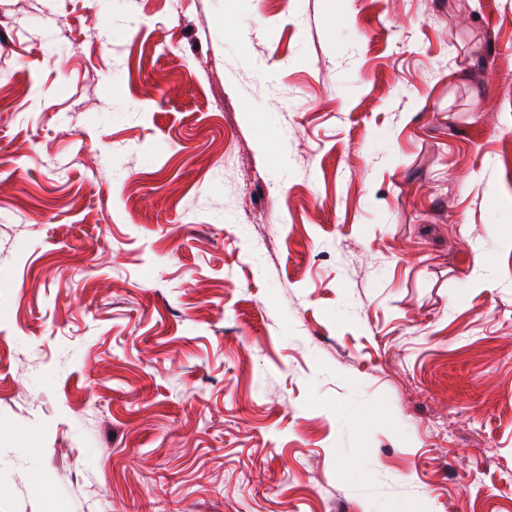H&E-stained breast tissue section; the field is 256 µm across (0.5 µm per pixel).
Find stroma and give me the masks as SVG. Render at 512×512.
I'll return each mask as SVG.
<instances>
[{"label":"stroma","instance_id":"1","mask_svg":"<svg viewBox=\"0 0 512 512\" xmlns=\"http://www.w3.org/2000/svg\"><path fill=\"white\" fill-rule=\"evenodd\" d=\"M0 512H512V0H0Z\"/></svg>","mask_w":512,"mask_h":512}]
</instances>
